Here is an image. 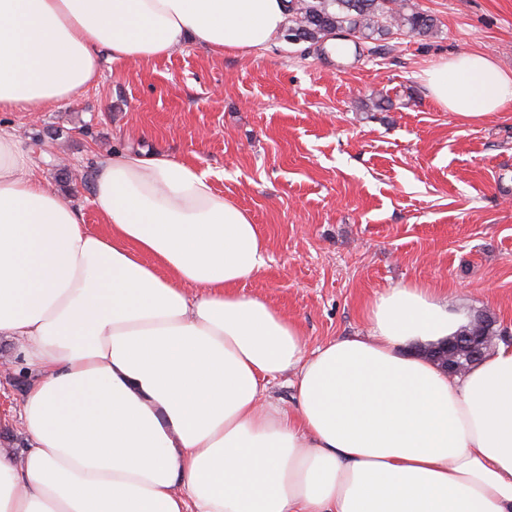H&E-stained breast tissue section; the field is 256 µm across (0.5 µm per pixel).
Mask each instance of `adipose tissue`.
<instances>
[{"instance_id":"1","label":"adipose tissue","mask_w":512,"mask_h":512,"mask_svg":"<svg viewBox=\"0 0 512 512\" xmlns=\"http://www.w3.org/2000/svg\"><path fill=\"white\" fill-rule=\"evenodd\" d=\"M287 21L288 0H0V112L74 103L103 62L187 41L247 54ZM421 81L467 119L512 106V72L479 53ZM212 177L114 152L93 231L0 126V337L26 377L0 512H512V346L454 375L418 355L469 321L418 280L375 296L366 335L307 349L240 291L267 242ZM289 371L287 408L268 388Z\"/></svg>"}]
</instances>
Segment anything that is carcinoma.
<instances>
[{
    "label": "carcinoma",
    "instance_id": "obj_1",
    "mask_svg": "<svg viewBox=\"0 0 512 512\" xmlns=\"http://www.w3.org/2000/svg\"><path fill=\"white\" fill-rule=\"evenodd\" d=\"M436 27L433 16L416 9L410 0H288V26L285 34L293 33L301 43L324 51L330 41L342 33H357L359 46L373 54L381 46L371 42L385 41L396 32L426 36ZM461 336H481L480 354L487 350L486 336H500L497 318L484 311L459 331Z\"/></svg>",
    "mask_w": 512,
    "mask_h": 512
}]
</instances>
